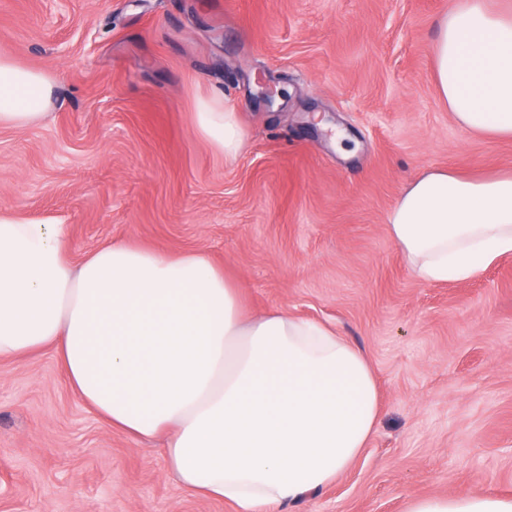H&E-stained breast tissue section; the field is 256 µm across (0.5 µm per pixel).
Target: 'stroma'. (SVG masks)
<instances>
[{
	"instance_id": "stroma-1",
	"label": "stroma",
	"mask_w": 512,
	"mask_h": 512,
	"mask_svg": "<svg viewBox=\"0 0 512 512\" xmlns=\"http://www.w3.org/2000/svg\"><path fill=\"white\" fill-rule=\"evenodd\" d=\"M456 0H0V54L50 72L51 115L0 128V207L70 225L71 256L125 241L201 251L251 315L327 322L362 350L377 430L329 486L277 512H404L412 495H512V255L426 283L385 224L435 168L512 171L434 83ZM280 90L266 107L255 77ZM246 131L192 122L211 90ZM333 118L340 153L311 116ZM0 512H231L102 425L52 353L0 359ZM193 121L200 136L215 150L229 157L239 153L245 132L237 112L224 108V95L213 92L199 97Z\"/></svg>"
}]
</instances>
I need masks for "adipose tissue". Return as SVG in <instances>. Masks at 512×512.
Wrapping results in <instances>:
<instances>
[{
	"label": "adipose tissue",
	"mask_w": 512,
	"mask_h": 512,
	"mask_svg": "<svg viewBox=\"0 0 512 512\" xmlns=\"http://www.w3.org/2000/svg\"><path fill=\"white\" fill-rule=\"evenodd\" d=\"M434 80L469 131L512 138V13L459 0L438 22ZM54 80L0 55V127L45 120ZM193 121L215 150L244 129L214 92ZM424 282H463L512 254V172H424L387 215ZM53 350L74 396L105 425L164 437L169 471L233 512H265L334 482L374 435L376 380L320 321L248 316L241 288L202 252L114 242L70 255L68 225L0 207V358ZM405 512H512V496H412Z\"/></svg>",
	"instance_id": "adipose-tissue-1"
}]
</instances>
